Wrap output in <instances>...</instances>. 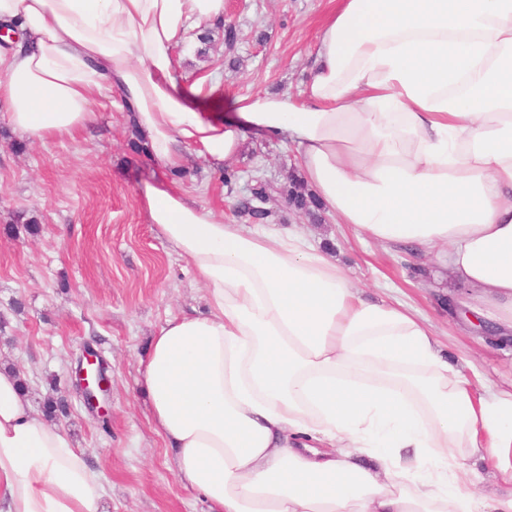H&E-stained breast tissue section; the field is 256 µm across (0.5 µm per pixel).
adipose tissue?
<instances>
[{
    "label": "adipose tissue",
    "mask_w": 512,
    "mask_h": 512,
    "mask_svg": "<svg viewBox=\"0 0 512 512\" xmlns=\"http://www.w3.org/2000/svg\"><path fill=\"white\" fill-rule=\"evenodd\" d=\"M225 0H0V120L70 137L96 97L164 169L215 172L246 132L288 136L319 203L358 237L442 266L455 306L512 336V0H339L300 97L258 92L223 118L176 75ZM149 223L206 290L156 329L138 383L172 470L210 512H512V383L475 393L437 329L361 298L296 231L246 233L166 180ZM506 489L477 494L451 455ZM69 434L0 367V512H99Z\"/></svg>",
    "instance_id": "ef3b65f1"
}]
</instances>
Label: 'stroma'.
Segmentation results:
<instances>
[{
	"label": "stroma",
	"mask_w": 512,
	"mask_h": 512,
	"mask_svg": "<svg viewBox=\"0 0 512 512\" xmlns=\"http://www.w3.org/2000/svg\"><path fill=\"white\" fill-rule=\"evenodd\" d=\"M333 6V0H226L233 44L216 28L209 43L189 40L176 52L178 75L186 87L206 88L203 109L213 115L259 91L299 96ZM93 112L74 137L42 144L21 140L0 122V361L24 374L36 409H43L52 385L69 389L71 411L62 424L112 486L105 512H207L171 470V452L137 382L156 328L168 314L204 311L205 293L148 224L138 192L164 175L230 221L249 176L278 185L303 172L288 139L252 133L225 165L238 175L234 185L193 154L166 173L132 148L126 111L99 97ZM272 209L267 229L304 231L335 256L364 298L393 293L437 324L450 363L473 361L495 385L512 381V348L482 341L443 306L447 271L433 264L417 272L411 254L360 242L326 212L282 202ZM89 347L109 365L108 433L71 391Z\"/></svg>",
	"instance_id": "35a3bbf8"
}]
</instances>
